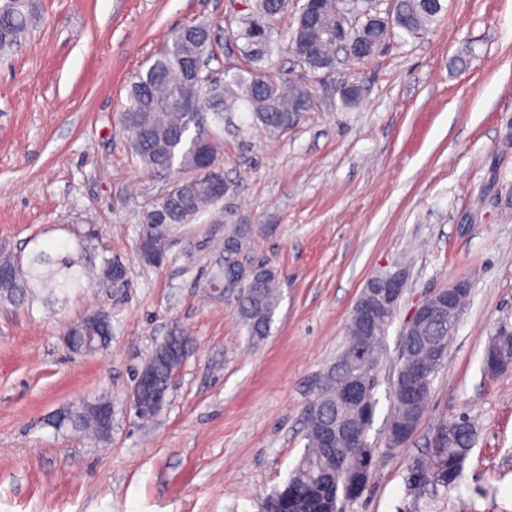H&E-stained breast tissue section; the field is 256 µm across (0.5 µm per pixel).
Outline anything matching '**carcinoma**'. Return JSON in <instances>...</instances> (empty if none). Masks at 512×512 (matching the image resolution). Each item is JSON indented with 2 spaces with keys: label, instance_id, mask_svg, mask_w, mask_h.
<instances>
[{
  "label": "carcinoma",
  "instance_id": "carcinoma-1",
  "mask_svg": "<svg viewBox=\"0 0 512 512\" xmlns=\"http://www.w3.org/2000/svg\"><path fill=\"white\" fill-rule=\"evenodd\" d=\"M343 5L344 0H317L312 25H306L303 13L296 18L289 47L295 49L303 38L315 44V55L306 61L312 73L335 67L339 27L344 28L350 41L369 40L382 47L397 29L410 36L424 33L445 10L443 0H395L384 23L376 25L367 15L344 20ZM286 12L288 0H256L255 12L242 19L240 30L234 34L235 40H243L240 54L255 67L239 69L228 79L218 77L206 83L193 76L199 57L215 56L210 31L202 24L176 30L171 43L152 64L135 73L128 104L121 113L122 127L146 168L183 174L174 195L161 198L146 215L138 239V246L147 244L150 248L148 252L138 251L144 264H154L150 252H165L172 225L185 224L224 199L214 188L215 173L222 171L219 133L210 131L200 139L198 113H211L219 128L224 125L223 113L233 111L242 102L265 130L278 133L293 127L302 113L312 109L315 100L307 86L285 82L256 68L272 54L278 35L274 21ZM34 19L35 6L30 0H20L0 13L1 56L10 54L25 40ZM32 243L22 257L0 251V267L5 270L0 279V302L14 301L30 288L57 291L66 297L93 276L80 258L83 241H77L75 250L64 255L54 254V246L43 245L35 238ZM245 245V231L239 226L224 237V262L217 264L207 284L224 286L237 270L230 259L242 256ZM383 282L382 276L372 278L353 308L346 324V343L323 372L314 397L317 408L304 412V452L283 487L267 498L266 512H329L331 501L345 496L357 500L370 485L375 474L373 448H355L352 441V436L365 426V408L344 395V386L354 377H365L378 364L374 353L382 350L383 338L397 314L398 302L385 303ZM367 300L375 308L386 306L377 322L369 326L359 319ZM278 301L275 271L263 262L255 264L241 287L237 305L238 318L253 341L260 342L268 335ZM432 308V321L402 328L408 334L411 358L400 364L392 383L394 405L387 434L390 449L404 447L415 433L434 377L448 359V323L453 316L448 312L445 291L438 292ZM66 330L75 336L79 347L93 353L100 338L112 336V320L85 317ZM487 353L512 360V329L499 327ZM182 357L181 348L173 344L155 350L142 367L141 372L152 376L153 389L142 397L141 420L149 422L157 415L156 395L169 388ZM98 404L97 400L82 403L76 424L104 436ZM474 438L475 426L465 416L439 426L431 448L409 464V484L416 499L427 498L440 489L448 492L459 488Z\"/></svg>",
  "mask_w": 512,
  "mask_h": 512
}]
</instances>
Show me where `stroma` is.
Here are the masks:
<instances>
[{"label": "stroma", "instance_id": "1", "mask_svg": "<svg viewBox=\"0 0 512 512\" xmlns=\"http://www.w3.org/2000/svg\"><path fill=\"white\" fill-rule=\"evenodd\" d=\"M424 34L310 76L289 49L267 68L312 81L316 104L269 137L247 107L224 125L222 203L174 225L161 265L143 264L144 218L177 179L143 167L119 124L133 75L190 24L211 27L216 72L253 0H35L37 19L0 61V249L30 238L74 245L127 276L69 295L35 289L0 303V512H264L305 448L303 410L335 360L351 310L375 275L407 289L384 339L368 441L376 474L343 512H512V369L483 372L512 324V0H444ZM358 87L342 105L341 79ZM237 225L248 261L280 278L269 335L253 343L234 300L206 279ZM455 280L470 299L406 447L387 446L399 333L413 305ZM105 350L63 342L94 311ZM193 351L152 424L130 406L137 372L170 332ZM106 399L112 430L89 439L57 418ZM461 415L477 429L458 490L415 501L411 459Z\"/></svg>", "mask_w": 512, "mask_h": 512}]
</instances>
